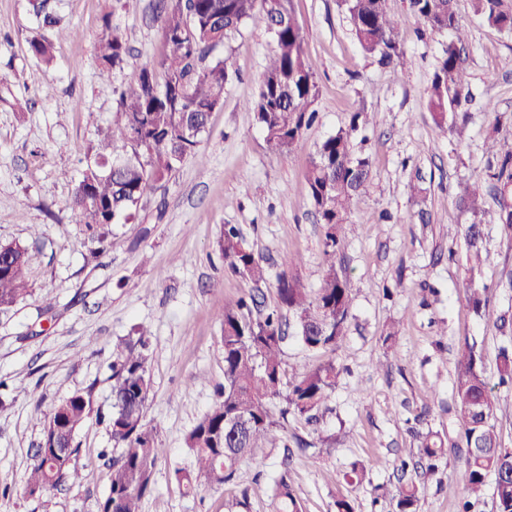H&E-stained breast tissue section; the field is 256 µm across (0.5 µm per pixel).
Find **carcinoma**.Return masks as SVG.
I'll return each instance as SVG.
<instances>
[{
  "label": "carcinoma",
  "instance_id": "obj_1",
  "mask_svg": "<svg viewBox=\"0 0 512 512\" xmlns=\"http://www.w3.org/2000/svg\"><path fill=\"white\" fill-rule=\"evenodd\" d=\"M475 12L490 26L512 32V0H472ZM42 27L54 33L30 42L32 54L45 62L54 58L55 42L71 36L58 31V22L45 11L42 0H32ZM361 49L380 61L395 60L406 67L398 40L402 16L391 11L389 0H338ZM157 20L166 47L159 66L146 65L127 83L120 97L119 120L99 139L93 158L68 203L76 223L83 227L93 252L111 245L109 226L135 218L145 192L168 179L184 159L195 153L209 113L224 103V90L233 77L228 59L213 51L241 28L252 25L271 33L275 46L260 79L257 99L250 104L268 147L277 153L292 149L315 119L318 96L304 40L294 17L292 0H157ZM407 12L437 33L450 35L427 90V108L441 125L448 109L470 95L469 81L460 62L465 31L453 0H407ZM127 54L121 34H103L97 43L100 75L121 67ZM360 113L350 124L319 145L307 170L311 201L324 231L326 270L313 293L293 275L277 279L279 309L253 317L254 296L224 304V386L218 399L188 432L185 447L194 469L175 472L190 493L198 478L215 485L231 480L240 459L256 449L286 441L288 417L315 422L335 390L341 373L326 360L283 382L282 343L293 336L309 351L335 352L347 341L352 303L350 280L336 268V252L351 228V216L362 200L371 168L367 157L355 154L352 135ZM130 148L122 156L117 147ZM488 153L498 161L497 182L500 224L512 237V143L495 140ZM448 237L463 238L468 267L455 285L475 312L486 306L481 272L484 235L481 226H448ZM219 246L224 263L254 283L266 279L263 257L255 253L234 226L224 228ZM29 247L0 243V309H8L28 294ZM288 311L283 320L281 310ZM138 340L127 342L112 361V410L108 430L112 445L122 452L112 457L107 494L98 512H140L149 492L156 463L164 453L154 430L145 427L144 412L152 379L144 354L148 331L136 328ZM497 380L485 373L482 354L465 343L457 353V375L452 386L456 405L458 443L463 449L462 479L469 497L479 498L488 477H494L495 512H512V449L502 445L494 415L498 389L512 387V350L503 347L497 357ZM90 415V400L75 392L55 405L45 418L41 442L32 456L23 491L30 497L63 485L82 484L87 475L75 465L76 435ZM447 443L437 432L422 436L420 459L429 473L437 471ZM279 512H301L296 495L281 475L275 482ZM418 488L407 479L398 489V512H417Z\"/></svg>",
  "mask_w": 512,
  "mask_h": 512
}]
</instances>
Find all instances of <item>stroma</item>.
I'll list each match as a JSON object with an SVG mask.
<instances>
[{
  "label": "stroma",
  "instance_id": "stroma-1",
  "mask_svg": "<svg viewBox=\"0 0 512 512\" xmlns=\"http://www.w3.org/2000/svg\"><path fill=\"white\" fill-rule=\"evenodd\" d=\"M156 0H47L69 32L52 63L30 51L43 29L30 0H0V242L32 253L29 293L0 310V512H97L109 488L104 421L112 404L113 355L133 326L148 329L145 353L153 389L145 423L164 454L141 512H274L275 482L287 474L303 512H335L339 499L355 512H396V465L418 458L422 434L455 437L452 386L457 350L475 343L487 375L499 347L512 344L497 326L512 316V238L498 220L495 189L479 214L461 198L486 181L490 137L512 138V35L456 0L467 39L461 51L471 98L437 125L427 89L448 34L421 33L405 0L399 39L408 65L379 64L365 54L337 0H293L315 73L317 119L291 151L268 149L254 112L261 73L274 42L251 26L217 55L235 74L187 158L168 182L147 193L129 224L112 227V249L93 257L67 202L101 131L117 120L124 85L166 48L154 20ZM120 30L130 53L110 78L99 76L96 45ZM28 99L25 111L16 100ZM495 113H487L485 104ZM360 113L356 154L371 178L359 204L364 224L347 234L336 267L353 288L348 341L335 354L344 371L320 423L289 419L287 445L242 459L232 480L199 481L185 494L174 472L190 465L184 439L214 404L224 382L221 314L225 303L254 294L277 304V276L290 270L317 289L325 265L322 227L306 173L320 143ZM463 127V135L452 126ZM481 220L486 236L481 282L488 303L475 313L454 285L466 267L464 241L449 225ZM235 225L264 259L267 276L253 283L224 264L219 239ZM52 311H45L46 302ZM398 325L395 343L384 340ZM91 394V413L77 436L81 485L30 497L23 480L52 407L73 392ZM366 467L362 484L344 474ZM460 449H447L437 474H420L418 512H459L465 495Z\"/></svg>",
  "mask_w": 512,
  "mask_h": 512
}]
</instances>
